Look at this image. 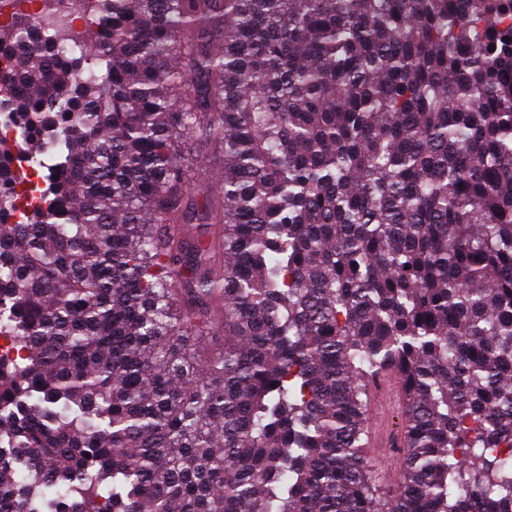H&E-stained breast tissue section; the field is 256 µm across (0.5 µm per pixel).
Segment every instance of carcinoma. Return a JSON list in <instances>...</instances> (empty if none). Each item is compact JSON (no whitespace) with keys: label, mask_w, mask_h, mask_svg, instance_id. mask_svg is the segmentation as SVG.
I'll list each match as a JSON object with an SVG mask.
<instances>
[{"label":"carcinoma","mask_w":512,"mask_h":512,"mask_svg":"<svg viewBox=\"0 0 512 512\" xmlns=\"http://www.w3.org/2000/svg\"><path fill=\"white\" fill-rule=\"evenodd\" d=\"M92 2L0 23V512H512V0ZM398 395H399L398 387L396 386L395 382L390 380L384 394L375 395V403L373 405H374L375 409L379 410V412H378L379 415L376 419V422L370 421L371 432H369V440H370L369 445L374 443L375 448L373 449V451H372V448H368V454L372 458V460L376 466L378 477L380 478L379 480L384 484L389 483V482L384 478L385 475L381 472V470L378 467L377 462L375 460L378 452L380 451V448L382 446H385L388 443L384 434L381 431V428H380L381 414H380L379 406L382 405L383 402H386V401H389V402L397 401Z\"/></svg>","instance_id":"cac0c4a2"}]
</instances>
